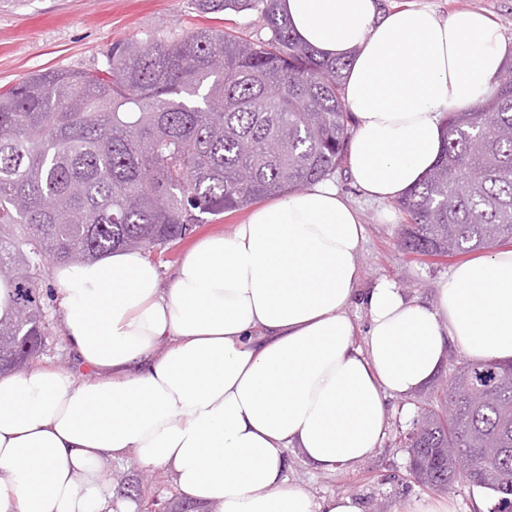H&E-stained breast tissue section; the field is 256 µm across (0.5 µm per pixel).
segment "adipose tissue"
<instances>
[{"label": "adipose tissue", "mask_w": 512, "mask_h": 512, "mask_svg": "<svg viewBox=\"0 0 512 512\" xmlns=\"http://www.w3.org/2000/svg\"><path fill=\"white\" fill-rule=\"evenodd\" d=\"M279 6L300 41L350 61L348 171L375 202L420 181L445 113L477 107L512 53L478 11ZM363 239L326 178L201 239L167 282L137 250L57 266L77 366L0 376V512H112L101 464L130 454L211 512H363L356 494L316 500L289 483L288 451L353 467L385 438L389 399L428 383L450 346L512 359V249L455 266L430 304L387 278L358 291Z\"/></svg>", "instance_id": "adipose-tissue-1"}]
</instances>
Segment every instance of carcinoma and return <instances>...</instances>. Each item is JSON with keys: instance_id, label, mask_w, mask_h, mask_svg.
Wrapping results in <instances>:
<instances>
[{"instance_id": "1", "label": "carcinoma", "mask_w": 512, "mask_h": 512, "mask_svg": "<svg viewBox=\"0 0 512 512\" xmlns=\"http://www.w3.org/2000/svg\"><path fill=\"white\" fill-rule=\"evenodd\" d=\"M203 14L260 13L267 36L199 27L118 43L94 71L47 69L0 92V372L40 352L43 284L58 265L113 249L163 254L189 225L296 191L346 162L344 59L302 45L279 0H195ZM446 147L397 200L400 244L421 256L512 243V77L473 112H449ZM421 409L407 447L423 484L448 480L512 501V366L463 361ZM444 448H463L467 467Z\"/></svg>"}]
</instances>
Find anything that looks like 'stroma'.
<instances>
[{
  "mask_svg": "<svg viewBox=\"0 0 512 512\" xmlns=\"http://www.w3.org/2000/svg\"><path fill=\"white\" fill-rule=\"evenodd\" d=\"M379 4L384 11L429 7L443 16L459 9L481 10L512 40V0H379ZM205 23L232 28L254 40L266 35L256 12L205 16L196 10L193 0H0V90L49 68H101L116 42H144L163 31L185 34ZM335 179L340 191L359 208L366 229L359 255V290L385 277L407 296L433 300L439 282L451 267L464 262V255L425 257L405 251L398 242L405 217L395 203L365 201L346 169L336 171ZM430 392L426 386L413 396L390 400L389 427L382 446L354 467L318 472L296 453H289V482L317 499L342 492L356 494L365 512H393L400 500L428 496L429 488L418 484L410 473L408 454L397 437L411 428ZM102 470L113 502L127 504L131 512H139L147 497L170 504L182 499L168 472L145 469L136 457L105 460Z\"/></svg>",
  "mask_w": 512,
  "mask_h": 512,
  "instance_id": "stroma-1",
  "label": "stroma"
}]
</instances>
